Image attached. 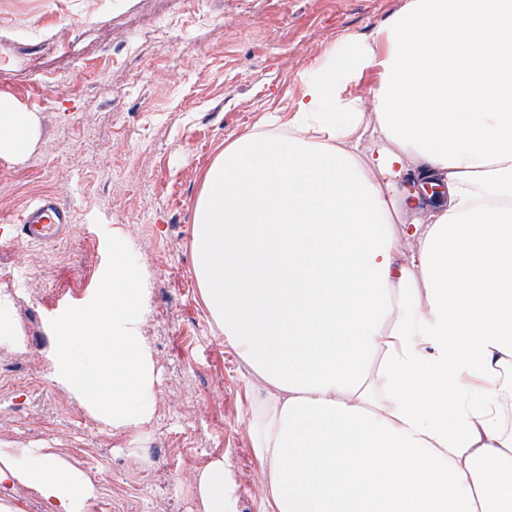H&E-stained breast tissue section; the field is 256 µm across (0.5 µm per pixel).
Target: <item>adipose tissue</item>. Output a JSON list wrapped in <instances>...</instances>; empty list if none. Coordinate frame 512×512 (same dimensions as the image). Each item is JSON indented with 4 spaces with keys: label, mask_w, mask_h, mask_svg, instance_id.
<instances>
[{
    "label": "adipose tissue",
    "mask_w": 512,
    "mask_h": 512,
    "mask_svg": "<svg viewBox=\"0 0 512 512\" xmlns=\"http://www.w3.org/2000/svg\"><path fill=\"white\" fill-rule=\"evenodd\" d=\"M33 137L0 101V153ZM194 215L202 301L261 392L264 512H512V0L344 35L214 157ZM19 485L96 512L48 449L0 448V512ZM195 489L235 512L223 459Z\"/></svg>",
    "instance_id": "ef3b65f1"
}]
</instances>
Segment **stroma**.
Returning <instances> with one entry per match:
<instances>
[{
	"mask_svg": "<svg viewBox=\"0 0 512 512\" xmlns=\"http://www.w3.org/2000/svg\"><path fill=\"white\" fill-rule=\"evenodd\" d=\"M404 0H0V100L33 116L0 155V448H50L99 489L98 512H200L194 477L223 459L236 512H261L247 370L193 274L194 203L225 143L284 107L338 37H368ZM69 203L68 237L16 239L37 199ZM145 275L158 379L141 432L112 429L54 379L52 319L93 298L107 235Z\"/></svg>",
	"mask_w": 512,
	"mask_h": 512,
	"instance_id": "1",
	"label": "stroma"
}]
</instances>
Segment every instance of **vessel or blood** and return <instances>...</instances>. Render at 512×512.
Returning a JSON list of instances; mask_svg holds the SVG:
<instances>
[{
    "instance_id": "obj_1",
    "label": "vessel or blood",
    "mask_w": 512,
    "mask_h": 512,
    "mask_svg": "<svg viewBox=\"0 0 512 512\" xmlns=\"http://www.w3.org/2000/svg\"><path fill=\"white\" fill-rule=\"evenodd\" d=\"M73 222V209L55 196H46L20 216L18 235L30 243H48L66 237Z\"/></svg>"
}]
</instances>
